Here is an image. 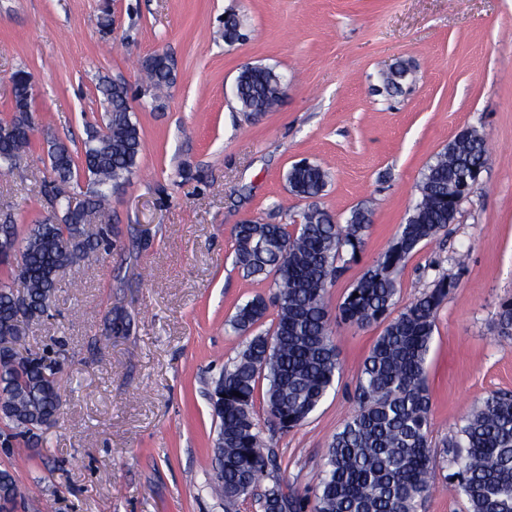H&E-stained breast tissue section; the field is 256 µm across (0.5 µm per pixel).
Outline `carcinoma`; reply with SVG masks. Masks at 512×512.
Segmentation results:
<instances>
[{
  "instance_id": "obj_1",
  "label": "carcinoma",
  "mask_w": 512,
  "mask_h": 512,
  "mask_svg": "<svg viewBox=\"0 0 512 512\" xmlns=\"http://www.w3.org/2000/svg\"><path fill=\"white\" fill-rule=\"evenodd\" d=\"M240 20L224 19V43L240 38ZM149 87L160 90L173 80L165 55L142 64ZM281 73L266 65L242 69L235 101L250 115L271 111L284 94ZM104 115L101 126L84 142L82 162L69 147L51 146L53 180L49 192L60 219L34 224L18 239L17 225L0 224V242L18 244L11 281L0 282V423L10 437H23L33 447L56 423L61 410V368L42 356L23 357V325L51 308L57 277L80 268L98 250L112 246V227L96 232L92 218L105 212L113 190L129 180L141 151V135L133 120L129 87L104 79L98 87ZM15 116L11 134L0 136V175L17 167L35 132L30 88L13 83ZM485 135L462 132L430 162L417 185L418 197L406 224L392 244L364 273L338 306L339 318L357 327L384 324L355 385L357 409L334 436L324 455V476L312 512H417L434 486L435 458L429 424L431 397L425 372L437 309L455 283L442 276L431 291L394 313L405 260L422 243L436 239L456 213L452 203L471 173L488 163ZM290 192L303 200L320 197L328 183L322 166L305 160L286 174ZM69 185L82 197L72 210L56 194V184ZM370 227L367 211L355 208L343 224L317 207L301 214V222L285 224L248 220L235 230V263L248 276H275L277 321L272 332L248 337L239 357L224 366L216 384L223 386L224 408H213L219 421L216 459L224 477L212 491L224 501V512L259 486L260 512H305L304 499L285 490L275 477V449L265 444L253 416L255 392L266 381L264 401L274 429L284 433L302 425L333 386L340 362L329 331L328 285L339 271L338 260L357 257ZM266 300L254 297L239 305L229 321L235 333H246L264 318ZM498 336L512 342V302L496 313ZM240 396L233 395V392ZM448 478L466 501V512H512V394H489L443 445ZM19 495L11 472L0 470V500Z\"/></svg>"
}]
</instances>
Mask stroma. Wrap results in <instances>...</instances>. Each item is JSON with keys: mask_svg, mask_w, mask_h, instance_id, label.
Returning <instances> with one entry per match:
<instances>
[{"mask_svg": "<svg viewBox=\"0 0 512 512\" xmlns=\"http://www.w3.org/2000/svg\"><path fill=\"white\" fill-rule=\"evenodd\" d=\"M105 7L107 33L95 24ZM230 11L244 38L228 46ZM157 52L171 59L174 81L154 100L141 64ZM401 63L412 81L386 91L382 73ZM258 64L275 67L288 88L254 118L230 90ZM20 69L34 79L36 132L20 167L0 176V215L12 214L19 232L52 217L49 143L80 154L103 112L101 79L129 85L142 148L112 196L114 246L62 273L48 316L30 323L21 345L50 352L63 385L46 442L31 448L18 438L0 449L20 493L16 512L32 503L39 512H224L209 489L210 393L245 345L228 326L237 306L276 291L273 276L235 266V228L299 223L308 203L289 193L286 174L303 159L330 175L320 208L340 221L355 208L372 215L356 260L328 289L333 310L394 243L433 157L465 129L485 134L489 161L476 192L406 260L399 303L441 276L456 282L426 362L434 446L488 394H512V346L494 327L512 299V0H0V125L14 117L11 76ZM116 310L130 319L126 335L105 331ZM382 330L331 320L341 370L302 426L273 432L256 395L254 416L289 494L313 495Z\"/></svg>", "mask_w": 512, "mask_h": 512, "instance_id": "35a3bbf8", "label": "stroma"}]
</instances>
